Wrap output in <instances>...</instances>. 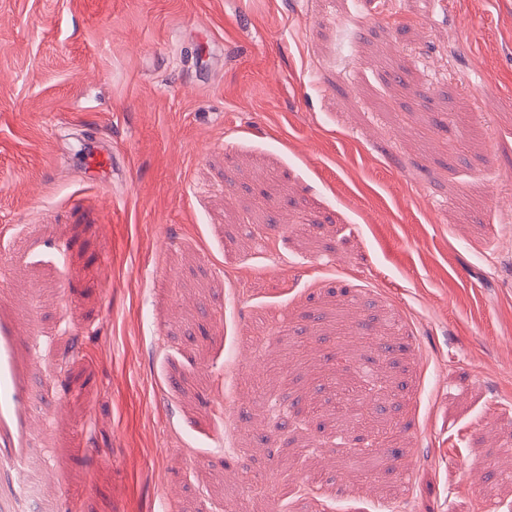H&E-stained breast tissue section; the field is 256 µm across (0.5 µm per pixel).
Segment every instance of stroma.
Here are the masks:
<instances>
[{"mask_svg":"<svg viewBox=\"0 0 512 512\" xmlns=\"http://www.w3.org/2000/svg\"><path fill=\"white\" fill-rule=\"evenodd\" d=\"M509 214L512 0H0V512H512ZM110 160L111 157L107 151L96 149L93 153H88L85 160L88 175L94 180L100 179L103 174L110 176ZM18 484L24 493L39 497L46 480V475L40 466L34 462L21 458L14 464Z\"/></svg>","mask_w":512,"mask_h":512,"instance_id":"obj_1","label":"stroma"}]
</instances>
